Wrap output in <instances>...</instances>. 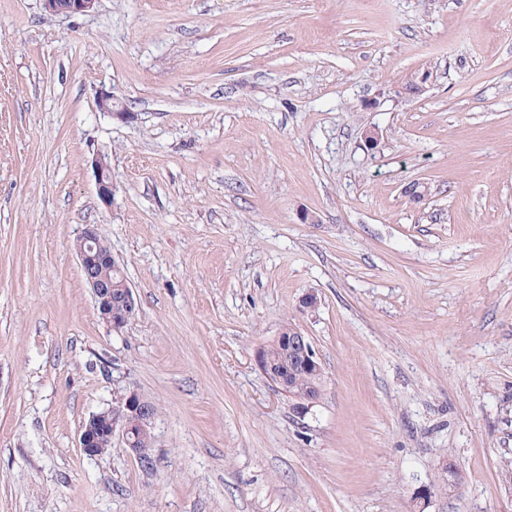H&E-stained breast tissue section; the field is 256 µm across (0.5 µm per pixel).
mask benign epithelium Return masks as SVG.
I'll list each match as a JSON object with an SVG mask.
<instances>
[{"instance_id":"7a95c632","label":"benign epithelium","mask_w":512,"mask_h":512,"mask_svg":"<svg viewBox=\"0 0 512 512\" xmlns=\"http://www.w3.org/2000/svg\"><path fill=\"white\" fill-rule=\"evenodd\" d=\"M96 0H43L45 9L56 14H79L93 9ZM432 72L424 71L410 81L404 93L419 96L427 91ZM98 107L121 122H131L135 113L126 111L112 93L102 91L98 96ZM97 193L105 205L114 203L115 188L110 168L102 157L95 158ZM100 236L93 224L84 228L77 246L82 277L91 290L99 318L112 327L121 330L135 315L136 301L131 288L122 289V293L113 295L112 272L121 270V264L109 251L100 247ZM284 352L286 362L274 369L266 365L261 351H256V362L262 373L276 386L280 387L288 378V364H293L306 374L314 376L323 373L322 363L309 338L299 329L290 325L282 329L277 336ZM322 387L310 385L295 395L296 412L303 416L318 401ZM155 419L154 404L136 391L121 397L112 407L94 413L85 420L80 428L78 447L89 457L103 454L104 445L112 444L116 435H121L125 445L141 464L153 462L152 449L140 447V441L151 437L150 429Z\"/></svg>"}]
</instances>
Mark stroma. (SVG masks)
<instances>
[{
	"mask_svg": "<svg viewBox=\"0 0 512 512\" xmlns=\"http://www.w3.org/2000/svg\"><path fill=\"white\" fill-rule=\"evenodd\" d=\"M287 324L303 416L254 358ZM131 391L148 471L77 446ZM510 460L512 0H0V512H512ZM97 0H43L45 9L56 14H79L93 9ZM98 107L108 113L112 118L121 122H131L135 119L134 112H127L125 106L120 104L111 92L101 91L98 96ZM94 166L98 196L103 204H113L115 200V188L110 168L102 157L95 158ZM100 236L93 224L84 228L77 246L82 277L91 290L99 318L112 327L121 330L135 315L136 301L126 277L112 274L121 271V264L112 255L100 247ZM113 288H123L117 297ZM275 340L280 341L286 354V360L280 368L274 370L264 363L261 354L264 346L258 347L255 357L259 369L278 389L282 390L281 386L288 378V361L309 376L323 374L322 363L312 343L299 329L292 325L285 326ZM291 380H294L296 384V388L306 387V385L311 381L309 378L302 376L301 373L293 374V376H289ZM322 393V384L318 387L314 385H308L306 389L300 390L298 394L294 396L296 400V412L297 414L303 416L306 412L318 401Z\"/></svg>",
	"mask_w": 512,
	"mask_h": 512,
	"instance_id": "stroma-1",
	"label": "stroma"
}]
</instances>
